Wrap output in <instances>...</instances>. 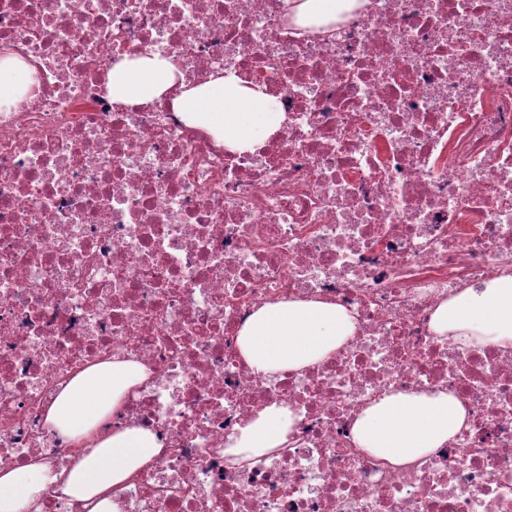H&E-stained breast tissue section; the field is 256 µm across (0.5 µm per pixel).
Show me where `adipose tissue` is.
Listing matches in <instances>:
<instances>
[{"label": "adipose tissue", "instance_id": "adipose-tissue-1", "mask_svg": "<svg viewBox=\"0 0 512 512\" xmlns=\"http://www.w3.org/2000/svg\"><path fill=\"white\" fill-rule=\"evenodd\" d=\"M177 89L175 110L192 126L224 140L232 151H247L277 131L284 119L263 88L232 75L217 74L200 85L184 83L169 59L157 55L127 57L112 68L108 85L113 101L136 106ZM438 334L462 332L500 346H512V277L470 287L443 302L432 316ZM354 329L341 306L321 301L268 304L244 326L239 344L246 360L274 374L301 370L342 345ZM141 366L121 361L79 374L54 399L47 421L61 433L92 437L88 451L73 465L52 470L36 462L0 472V512H19L46 484H62L64 494L86 503L89 512H121L109 493L113 485L150 461L158 443L142 428L95 437L98 423L116 408L124 391L144 379ZM466 419L462 403L445 392L385 396L368 406L355 426L363 448L402 464L440 447ZM294 416L270 406L240 428L226 455L245 458L288 445Z\"/></svg>", "mask_w": 512, "mask_h": 512}]
</instances>
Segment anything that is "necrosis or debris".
I'll return each instance as SVG.
<instances>
[{"label": "necrosis or debris", "instance_id": "1", "mask_svg": "<svg viewBox=\"0 0 512 512\" xmlns=\"http://www.w3.org/2000/svg\"><path fill=\"white\" fill-rule=\"evenodd\" d=\"M185 82L262 77L286 119L232 152L173 93L113 102L115 63ZM30 81L0 110V470L76 462L46 421L89 367L142 365L97 427L153 432L122 512H512V347L431 317L512 277V0H363L301 29L290 0H0V55ZM343 306L323 360L268 374L239 334L267 304ZM447 392L461 430L397 466L354 426L393 392ZM286 449L234 465L264 408ZM294 416L287 407L272 405L240 428L225 456L238 461L251 454L264 453L272 448H287L288 435L292 432Z\"/></svg>", "mask_w": 512, "mask_h": 512}]
</instances>
